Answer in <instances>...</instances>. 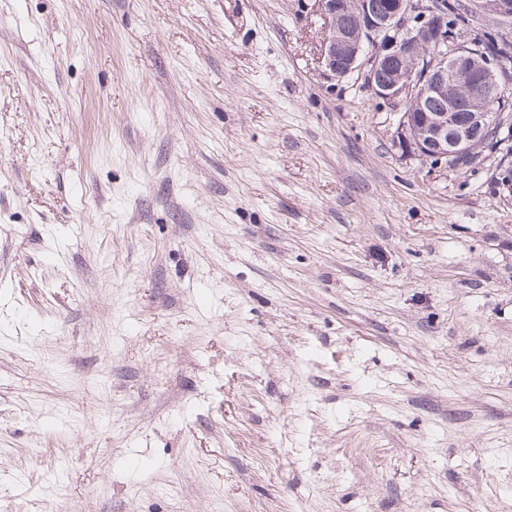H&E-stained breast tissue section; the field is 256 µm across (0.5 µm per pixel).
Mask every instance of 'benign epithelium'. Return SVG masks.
<instances>
[{
    "mask_svg": "<svg viewBox=\"0 0 512 512\" xmlns=\"http://www.w3.org/2000/svg\"><path fill=\"white\" fill-rule=\"evenodd\" d=\"M326 22L321 63L343 79L366 67L373 95L404 104L395 146L433 164L465 156L495 134L512 142V114L497 110L512 55L498 41L457 33L442 0H317ZM467 16L512 22V0H468Z\"/></svg>",
    "mask_w": 512,
    "mask_h": 512,
    "instance_id": "obj_1",
    "label": "benign epithelium"
}]
</instances>
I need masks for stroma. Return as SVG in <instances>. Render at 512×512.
I'll return each mask as SVG.
<instances>
[{
  "label": "stroma",
  "mask_w": 512,
  "mask_h": 512,
  "mask_svg": "<svg viewBox=\"0 0 512 512\" xmlns=\"http://www.w3.org/2000/svg\"><path fill=\"white\" fill-rule=\"evenodd\" d=\"M325 31L0 0V512H512L503 153L402 156Z\"/></svg>",
  "instance_id": "obj_1"
}]
</instances>
